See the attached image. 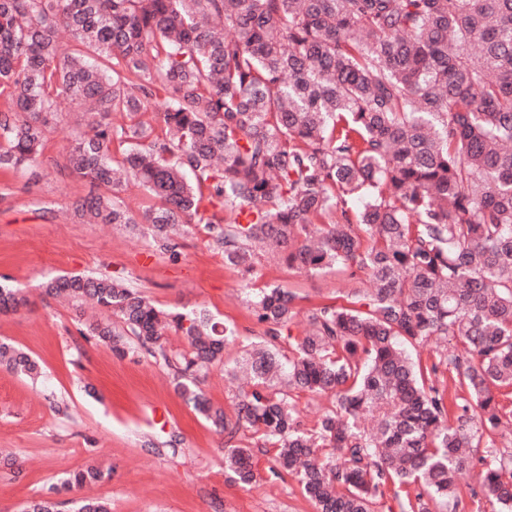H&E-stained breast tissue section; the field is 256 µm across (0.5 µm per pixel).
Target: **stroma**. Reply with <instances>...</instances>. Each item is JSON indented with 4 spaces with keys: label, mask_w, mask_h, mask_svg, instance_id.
<instances>
[{
    "label": "stroma",
    "mask_w": 512,
    "mask_h": 512,
    "mask_svg": "<svg viewBox=\"0 0 512 512\" xmlns=\"http://www.w3.org/2000/svg\"><path fill=\"white\" fill-rule=\"evenodd\" d=\"M71 130L55 125L41 166L0 172V284L27 289L31 304L0 313V340L38 360L32 380L0 369V451L20 474L0 466V512H23L43 498L107 500L112 512H315L295 480L271 481L268 455L256 480L241 485L224 469V437L178 396L171 373L138 353L115 356L78 332L72 307L42 296L48 278L104 273L125 280L158 307L206 310L236 326L229 357L261 335L245 287L275 282L294 289L301 308L339 304L346 284L330 273L309 278L264 256L257 273L226 266L205 225L186 228L178 259L156 252L143 234L109 224L64 223L54 211L89 194L88 179L64 171ZM163 410L166 423L153 420ZM95 465L110 479L79 490L60 486Z\"/></svg>",
    "instance_id": "35a3bbf8"
}]
</instances>
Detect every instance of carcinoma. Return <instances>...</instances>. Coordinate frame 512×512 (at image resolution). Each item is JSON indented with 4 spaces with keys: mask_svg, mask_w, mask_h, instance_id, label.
I'll return each instance as SVG.
<instances>
[{
    "mask_svg": "<svg viewBox=\"0 0 512 512\" xmlns=\"http://www.w3.org/2000/svg\"><path fill=\"white\" fill-rule=\"evenodd\" d=\"M0 98L3 172L42 164L59 100L92 127L65 155L97 188L66 209L77 220L140 225L174 260L173 227L205 224L234 268L269 245L300 274L349 280L346 304L308 309L297 335V293L251 289L263 335L226 362L237 331L202 311L161 310L102 273L44 283L80 335L174 372L235 480L275 448L267 473L316 512H393L388 486L400 512H448L467 469L472 496L512 512V453L478 454L512 419L497 400L512 391V0H0ZM131 182L155 204L131 209ZM27 305L0 286V310ZM432 341L433 358L412 357ZM220 363L244 379L230 415L198 386ZM0 366L40 373L6 342ZM302 392L332 399L312 428ZM109 477L89 466L61 485ZM73 512L112 508L86 496Z\"/></svg>",
    "mask_w": 512,
    "mask_h": 512,
    "instance_id": "cac0c4a2",
    "label": "carcinoma"
}]
</instances>
